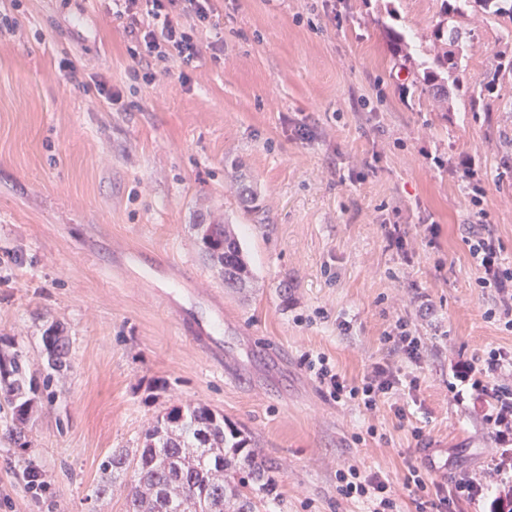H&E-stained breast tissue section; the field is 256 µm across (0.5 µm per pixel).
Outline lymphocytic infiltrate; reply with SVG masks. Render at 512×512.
Here are the masks:
<instances>
[{
	"mask_svg": "<svg viewBox=\"0 0 512 512\" xmlns=\"http://www.w3.org/2000/svg\"><path fill=\"white\" fill-rule=\"evenodd\" d=\"M112 15L125 20L134 37L128 53L140 62L174 60L190 66L203 53L218 54L224 50L223 40L203 44L195 36L197 28L213 26L218 16L216 0H112ZM483 211L473 214L465 238L470 258L481 275L479 287L494 289L498 307L488 309V318L512 332V267L506 264L500 244L491 233L481 231ZM310 370L336 402L368 411L377 409L381 399L396 393L400 379L390 361L372 365L360 382L348 381L325 356L306 355ZM512 370V351L499 348L488 350L480 366H467L449 383V391L458 385L468 386L471 393L483 400L487 410L483 415L492 429L495 441L502 448L512 447V387L497 383L499 373ZM342 496L368 502L371 512H394L395 501L389 495V482L383 474L361 476L354 468L337 475ZM512 499V490L505 483L478 482L461 476L452 477L448 484L436 486L433 499L416 501V512H460L463 504L481 501L500 502Z\"/></svg>",
	"mask_w": 512,
	"mask_h": 512,
	"instance_id": "f902f5d3",
	"label": "lymphocytic infiltrate"
}]
</instances>
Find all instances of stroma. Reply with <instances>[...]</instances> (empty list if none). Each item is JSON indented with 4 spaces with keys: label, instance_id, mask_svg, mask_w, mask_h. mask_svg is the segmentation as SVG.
<instances>
[{
    "label": "stroma",
    "instance_id": "35a3bbf8",
    "mask_svg": "<svg viewBox=\"0 0 512 512\" xmlns=\"http://www.w3.org/2000/svg\"><path fill=\"white\" fill-rule=\"evenodd\" d=\"M441 3L220 0L218 27L196 36L222 38L223 53L155 65L147 83L108 0H0L16 21L0 32V336L38 365L47 324L70 343L26 447L0 438V512H126L125 479L93 494L101 460L187 404L223 413L278 462L260 512H365L337 491L351 466L386 474L400 512H415L416 426L445 467L427 482L489 476L494 437L448 382L457 362L512 350L463 241L482 208L512 260V74H494L512 25L457 19L466 70L443 109L383 33L431 47ZM67 57L120 102L67 83ZM489 80L494 93L479 96ZM204 219L235 226L250 287H225L199 251ZM392 221L408 230L403 247L386 239ZM400 319L426 346L419 366L386 340ZM308 353L352 382L388 360L420 386L408 404L344 406ZM28 463L52 504L27 489Z\"/></svg>",
    "mask_w": 512,
    "mask_h": 512
}]
</instances>
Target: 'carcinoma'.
Wrapping results in <instances>:
<instances>
[{
	"mask_svg": "<svg viewBox=\"0 0 512 512\" xmlns=\"http://www.w3.org/2000/svg\"><path fill=\"white\" fill-rule=\"evenodd\" d=\"M445 8L432 29V43L441 52L423 60L421 90L448 100V78L459 81L463 73L460 30L451 20L462 17L465 8L478 9L493 18L512 22V0H443ZM202 254L219 268L226 288H245L251 278L240 239L227 224L194 225ZM44 370L31 367L20 349L0 350L8 369L0 371V421L5 437L13 442L29 421L37 401L52 399L49 390L54 373L68 366L69 342L59 336L58 326L49 325L41 336ZM249 439L230 424L224 414L204 405L169 408L156 417L144 433L142 446L130 452L112 451L102 463V478L94 489L97 497L111 491L112 474L130 475L136 484L128 512H226V492L235 497L233 512H255L256 493L270 495L276 488V467L248 450ZM238 456L242 465H231Z\"/></svg>",
	"mask_w": 512,
	"mask_h": 512,
	"instance_id": "1",
	"label": "carcinoma"
}]
</instances>
